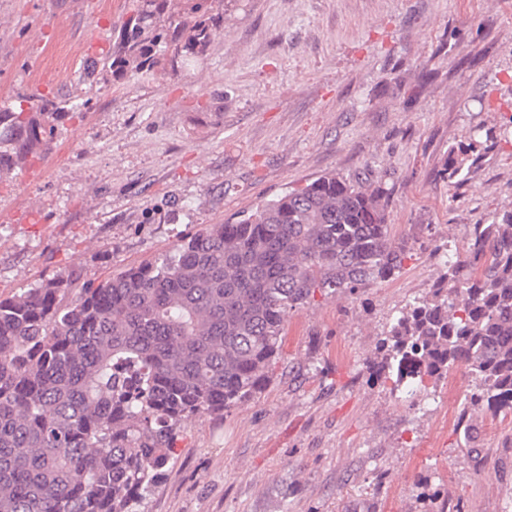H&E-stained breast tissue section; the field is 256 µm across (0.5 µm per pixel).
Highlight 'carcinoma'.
Returning a JSON list of instances; mask_svg holds the SVG:
<instances>
[{"label":"carcinoma","mask_w":512,"mask_h":512,"mask_svg":"<svg viewBox=\"0 0 512 512\" xmlns=\"http://www.w3.org/2000/svg\"><path fill=\"white\" fill-rule=\"evenodd\" d=\"M224 15V0H131L77 108L101 83L160 65L179 75ZM64 115L45 94L0 110V170L47 150ZM484 136L496 144V130ZM483 142L448 150V184ZM387 206L381 187L325 175L96 285L53 277L1 298L0 512H140L181 424L265 384L291 312L401 273L412 247L391 236ZM443 264L377 343L372 375L416 395L462 367L469 407L512 413V208L473 225Z\"/></svg>","instance_id":"carcinoma-1"}]
</instances>
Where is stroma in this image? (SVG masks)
Returning <instances> with one entry per match:
<instances>
[{"label": "stroma", "mask_w": 512, "mask_h": 512, "mask_svg": "<svg viewBox=\"0 0 512 512\" xmlns=\"http://www.w3.org/2000/svg\"><path fill=\"white\" fill-rule=\"evenodd\" d=\"M129 0H0V109L72 103ZM206 56L97 86L50 150L0 172V296L168 253L326 174L388 190L402 273L293 311L268 380L185 421L141 512H512V413L462 414L464 369L410 401L369 366L442 250L512 203V0H224ZM502 134L457 188L448 150ZM437 499H430V492Z\"/></svg>", "instance_id": "stroma-1"}]
</instances>
